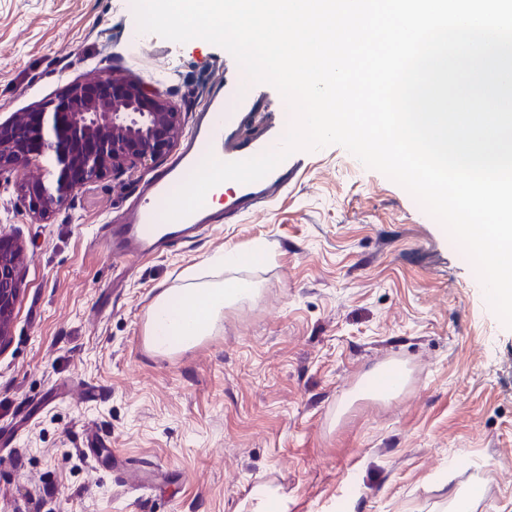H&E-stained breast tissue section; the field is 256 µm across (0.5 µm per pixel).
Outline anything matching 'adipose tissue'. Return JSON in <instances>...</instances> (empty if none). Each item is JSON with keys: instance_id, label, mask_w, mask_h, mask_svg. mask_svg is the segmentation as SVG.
Wrapping results in <instances>:
<instances>
[{"instance_id": "obj_1", "label": "adipose tissue", "mask_w": 512, "mask_h": 512, "mask_svg": "<svg viewBox=\"0 0 512 512\" xmlns=\"http://www.w3.org/2000/svg\"><path fill=\"white\" fill-rule=\"evenodd\" d=\"M250 288L243 281L201 285L163 291L154 302L147 334L152 345L191 346L208 335L217 315L235 303Z\"/></svg>"}]
</instances>
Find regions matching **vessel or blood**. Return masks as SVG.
Instances as JSON below:
<instances>
[{"mask_svg":"<svg viewBox=\"0 0 512 512\" xmlns=\"http://www.w3.org/2000/svg\"><path fill=\"white\" fill-rule=\"evenodd\" d=\"M284 132L280 115L265 94L244 93L237 62L224 63V80L208 111L200 113L191 144L179 161L152 182L121 222L108 228L113 255L140 258L156 255L173 243L193 238L215 219L233 220L254 204L287 192L292 178L306 166L307 157L293 153L263 179L242 184L228 181L220 203L206 201L194 213L176 220L164 219L169 198L206 157L240 161L278 148Z\"/></svg>","mask_w":512,"mask_h":512,"instance_id":"1","label":"vessel or blood"}]
</instances>
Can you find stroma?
Segmentation results:
<instances>
[{"label":"stroma","mask_w":512,"mask_h":512,"mask_svg":"<svg viewBox=\"0 0 512 512\" xmlns=\"http://www.w3.org/2000/svg\"><path fill=\"white\" fill-rule=\"evenodd\" d=\"M225 51L140 32L133 0H0V120L101 71L167 91L185 125ZM75 192L43 224L0 172V234L26 246L0 350V512H238L258 483L289 512H512V327L400 185L344 147L309 152L287 194L145 259L103 228L184 149ZM233 251L253 253L235 267ZM246 281L209 336L143 342L163 290ZM401 391L355 398L387 366ZM104 453L87 454L88 438Z\"/></svg>","instance_id":"35a3bbf8"}]
</instances>
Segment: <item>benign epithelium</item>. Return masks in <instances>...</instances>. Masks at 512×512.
Here are the masks:
<instances>
[{"label": "benign epithelium", "mask_w": 512, "mask_h": 512, "mask_svg": "<svg viewBox=\"0 0 512 512\" xmlns=\"http://www.w3.org/2000/svg\"><path fill=\"white\" fill-rule=\"evenodd\" d=\"M182 112L157 87L112 74L68 83L50 110L12 114L0 121V172L43 168L54 153L55 183L35 178L17 197L36 223L62 209L77 190L106 177L146 168L174 147ZM24 268V246L0 237V348L11 336Z\"/></svg>", "instance_id": "1"}]
</instances>
